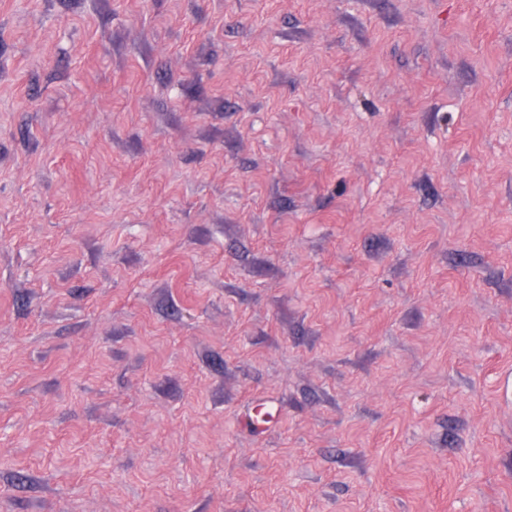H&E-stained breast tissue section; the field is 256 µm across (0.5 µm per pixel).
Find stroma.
Here are the masks:
<instances>
[{"label": "stroma", "instance_id": "stroma-1", "mask_svg": "<svg viewBox=\"0 0 512 512\" xmlns=\"http://www.w3.org/2000/svg\"><path fill=\"white\" fill-rule=\"evenodd\" d=\"M0 512H512V0H0Z\"/></svg>", "mask_w": 512, "mask_h": 512}]
</instances>
